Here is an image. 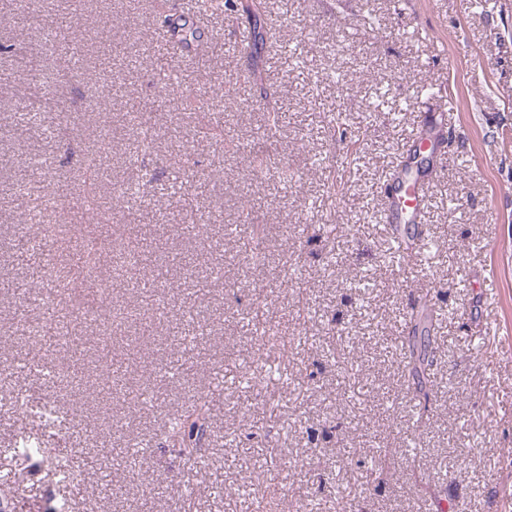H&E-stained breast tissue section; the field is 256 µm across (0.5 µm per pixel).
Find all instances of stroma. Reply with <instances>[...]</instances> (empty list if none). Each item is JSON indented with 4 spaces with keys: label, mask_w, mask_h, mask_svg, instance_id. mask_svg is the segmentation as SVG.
<instances>
[{
    "label": "stroma",
    "mask_w": 512,
    "mask_h": 512,
    "mask_svg": "<svg viewBox=\"0 0 512 512\" xmlns=\"http://www.w3.org/2000/svg\"><path fill=\"white\" fill-rule=\"evenodd\" d=\"M0 0V360L18 290L32 265L15 251L17 215L9 189L28 155L46 162L43 185L67 182L64 204L45 213L69 230L53 243L54 283L81 289L72 258L109 231L115 243L99 277H112V324L88 333L80 394L18 384L0 367V512H512V0H267L248 54L239 22L225 10L199 18L187 0ZM189 22L199 56L167 61L156 17ZM58 31L47 39L45 27ZM51 41L56 62L80 66L31 97L25 65ZM297 44L296 67L282 46ZM339 73L343 85H310L308 70ZM226 90L228 112L211 101ZM111 97L108 112L91 110ZM286 115L268 131L264 104ZM345 102L342 123L329 111ZM379 107L374 122L361 103ZM151 105L158 125L138 154L129 114ZM64 119L65 146L25 126L26 111ZM446 141L422 230L436 243L425 262H385L391 228L372 221L382 190L426 118ZM356 143L355 155L346 146ZM189 160L168 167L171 152ZM294 172L279 179L281 168ZM151 181L128 203L118 193L141 174ZM88 195L112 207L86 215ZM263 229L266 263L247 243ZM223 241L213 251V241ZM149 254L167 276L171 307L197 304L203 340L181 342L177 322L142 335L143 302L121 286L128 249ZM223 265L214 281L209 267ZM458 316L437 326L435 396L428 412L401 378L405 316L422 291ZM265 296L276 332L260 336L248 315ZM135 351L123 388L153 386L151 365L171 366L157 404L102 402L99 361ZM272 381L245 385L254 357ZM356 361L342 375L337 357ZM68 414L90 453L58 482L32 458L14 483L7 460L32 419L12 404L18 387ZM207 403L196 470L169 441V421ZM143 444L134 464L123 449ZM260 482L259 496L243 494ZM194 484L184 500L185 484ZM350 497L340 499L337 488Z\"/></svg>",
    "instance_id": "35a3bbf8"
}]
</instances>
